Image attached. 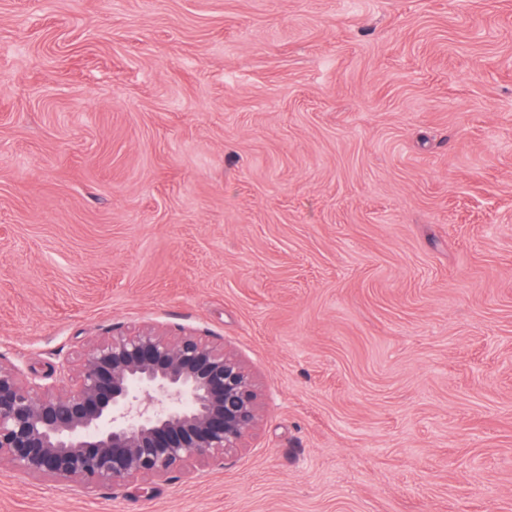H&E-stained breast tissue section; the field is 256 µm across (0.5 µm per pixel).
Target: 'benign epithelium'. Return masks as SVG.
<instances>
[{"label":"benign epithelium","mask_w":512,"mask_h":512,"mask_svg":"<svg viewBox=\"0 0 512 512\" xmlns=\"http://www.w3.org/2000/svg\"><path fill=\"white\" fill-rule=\"evenodd\" d=\"M253 375L207 336L144 325L92 342L64 387L0 360V468L86 486L222 465L257 427Z\"/></svg>","instance_id":"1"}]
</instances>
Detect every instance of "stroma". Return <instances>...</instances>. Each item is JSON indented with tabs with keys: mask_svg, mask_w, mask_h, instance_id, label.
<instances>
[{
	"mask_svg": "<svg viewBox=\"0 0 512 512\" xmlns=\"http://www.w3.org/2000/svg\"><path fill=\"white\" fill-rule=\"evenodd\" d=\"M144 324L245 448L0 512H512V0H0V354Z\"/></svg>",
	"mask_w": 512,
	"mask_h": 512,
	"instance_id": "obj_1",
	"label": "stroma"
}]
</instances>
